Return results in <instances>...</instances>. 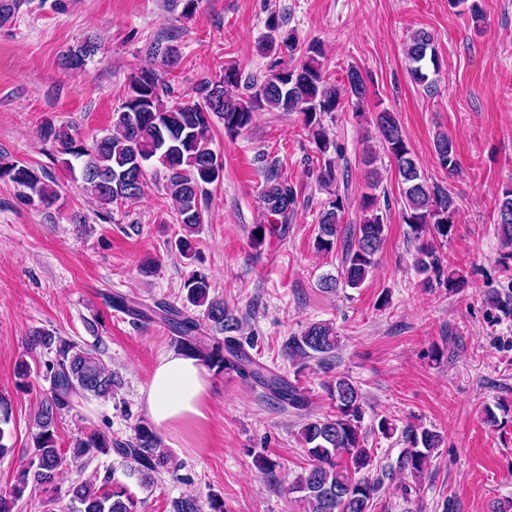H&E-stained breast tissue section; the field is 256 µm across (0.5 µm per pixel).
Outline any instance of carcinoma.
I'll use <instances>...</instances> for the list:
<instances>
[{"label": "carcinoma", "mask_w": 512, "mask_h": 512, "mask_svg": "<svg viewBox=\"0 0 512 512\" xmlns=\"http://www.w3.org/2000/svg\"><path fill=\"white\" fill-rule=\"evenodd\" d=\"M24 4L26 0H0V26L9 23ZM448 7L464 8L477 30L485 22L482 0H448ZM283 26L277 15L268 16L267 33L259 42L260 52L290 58L299 53L303 60L297 65L275 62L261 82L246 83L245 96L228 92L241 83L242 75L238 68L227 67L220 79L200 82L193 99L169 100L167 78L179 67L182 51L177 43L160 40L152 46L158 65L140 69L129 80L126 96L112 115L114 132L87 143L72 126L48 120L40 126L39 138L63 155L61 163L70 177L108 214L113 207L141 197L146 186V167L150 162L158 163L165 171L163 190L171 200L173 218L184 231L175 246L183 257L190 259L195 253L191 236L204 221L202 203L207 186L220 182L224 175L223 159L210 148L212 117L221 119L224 133L233 137L251 125L258 109L299 113L323 159L318 181L325 185L336 181L334 161L328 158L335 143L327 136L322 116L339 112L348 104L362 108L367 97L365 80L358 69L351 67L341 84L329 82L320 61L321 46L302 45L297 34L283 30ZM95 50V42L87 39L68 49L62 65L67 70H83ZM407 58L413 80L432 86L434 80L430 75L439 74L440 65L430 32L418 30L411 36ZM375 122L382 147L397 168L405 200L404 223L420 241L414 267L423 276L424 287L453 291L465 279L460 271L444 262L436 242L448 239L452 231L455 201L445 189L428 184L393 113L382 110ZM434 150L442 167L450 172L457 170L455 145L447 135L437 136ZM1 180L13 183L19 188V196L32 205L50 207L59 200L52 186L53 178L43 169L19 161H0ZM261 201L267 224H257L252 231L257 245L265 239L266 225L288 223L295 213L298 191L287 177L272 171L267 174ZM346 205L347 201L336 193L320 213L315 239L319 251L328 254L336 248ZM359 209L361 222L349 229L343 243L340 278H321L320 287L325 290H335L340 280L350 288L360 287L382 248L386 224L377 197L362 194ZM496 212L498 233L508 248L501 257L506 264L512 260V186L501 190ZM210 288L208 276L195 271L184 283L185 299L180 308L164 301L136 302L118 293L109 295L106 304L147 324L167 327L179 351L198 358L215 374L233 371L245 381L260 384L281 406L302 412L299 436L309 463L304 473L284 490L297 495L298 501L306 505V512H372L378 485L362 474L373 466V456L361 435L363 401L359 385L348 376L335 377L325 383L331 411L320 415L305 413L309 403L306 389L248 353L240 320L224 301L210 298ZM190 306L205 308L206 319L223 337L202 335L199 319L188 313ZM338 344L339 336L332 325L315 322L301 335L291 337L285 354L298 365V374L309 361L316 362L318 369L327 373ZM29 348L40 349L51 358L36 369L26 361L21 362L16 387L30 390L32 375L36 374L49 382V388L33 419L35 431L31 433L29 460L11 488L0 493V512H12L30 482L44 489L54 487L69 456L75 461H90L114 454L130 464L129 475L138 477L144 485L155 482L161 472L177 468L162 448L161 436L147 421L139 422L128 438L91 428L74 439L71 453L57 447L58 419L73 399H112L120 380L95 351L69 338L36 330L29 336ZM401 435L406 448L398 459L399 469L418 479L439 447L441 435L413 426L403 429ZM68 495L72 512H137L127 486L110 471L101 485L76 482L68 488ZM172 507L174 512H204L206 507L209 512H224V501L215 495L205 507L197 498L188 496L173 501Z\"/></svg>", "instance_id": "obj_1"}]
</instances>
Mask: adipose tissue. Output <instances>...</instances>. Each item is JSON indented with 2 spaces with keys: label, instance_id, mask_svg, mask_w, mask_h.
Returning a JSON list of instances; mask_svg holds the SVG:
<instances>
[{
  "label": "adipose tissue",
  "instance_id": "obj_1",
  "mask_svg": "<svg viewBox=\"0 0 512 512\" xmlns=\"http://www.w3.org/2000/svg\"><path fill=\"white\" fill-rule=\"evenodd\" d=\"M211 374L201 362L169 352L151 370L141 390L143 409L158 432L191 447L210 420Z\"/></svg>",
  "mask_w": 512,
  "mask_h": 512
}]
</instances>
